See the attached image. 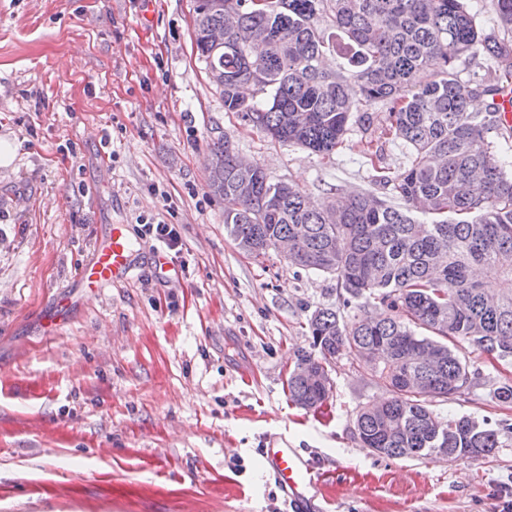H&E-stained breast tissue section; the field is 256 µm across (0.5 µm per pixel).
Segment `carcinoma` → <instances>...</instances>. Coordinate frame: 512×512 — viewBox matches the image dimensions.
<instances>
[{
	"label": "carcinoma",
	"mask_w": 512,
	"mask_h": 512,
	"mask_svg": "<svg viewBox=\"0 0 512 512\" xmlns=\"http://www.w3.org/2000/svg\"><path fill=\"white\" fill-rule=\"evenodd\" d=\"M490 6L497 27L487 30L468 0H195L197 55L243 125L328 157L352 113L367 132L381 112L410 154L403 170L376 167L389 199L354 192L337 202L271 178L227 139L206 157L238 247L258 258L293 239L288 262L336 276L344 305L387 308L349 322L316 308L309 348L296 355L312 375L288 377L290 399L318 410L332 389L324 363L348 347L364 358L392 397L362 408L355 429L387 458L444 448L457 461L499 448L497 430L431 408L470 388L469 354L512 364V126L494 101L512 85V0ZM337 31L352 55L328 71ZM479 59L489 76L462 77ZM245 84L260 98L242 97ZM477 97L483 112L470 110Z\"/></svg>",
	"instance_id": "cac0c4a2"
}]
</instances>
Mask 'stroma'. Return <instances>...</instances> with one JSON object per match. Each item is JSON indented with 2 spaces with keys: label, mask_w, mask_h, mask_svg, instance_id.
Listing matches in <instances>:
<instances>
[{
  "label": "stroma",
  "mask_w": 512,
  "mask_h": 512,
  "mask_svg": "<svg viewBox=\"0 0 512 512\" xmlns=\"http://www.w3.org/2000/svg\"><path fill=\"white\" fill-rule=\"evenodd\" d=\"M194 0H0V512H287L261 450L285 439L327 476L326 512H501L512 500V406L500 367L471 355L468 391L435 402L500 431L494 456L389 459L354 421L389 397L343 352L321 410L288 398L307 319L343 306L335 276L244 254L204 159L214 142L314 200L382 194L361 154L407 155L350 124L324 160L244 126L193 42ZM175 224L173 280L141 261L96 293L80 268L113 225L151 250L143 219ZM74 299L52 336L56 297Z\"/></svg>",
  "instance_id": "1"
}]
</instances>
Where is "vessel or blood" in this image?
<instances>
[{
    "label": "vessel or blood",
    "instance_id": "1",
    "mask_svg": "<svg viewBox=\"0 0 512 512\" xmlns=\"http://www.w3.org/2000/svg\"><path fill=\"white\" fill-rule=\"evenodd\" d=\"M134 268L131 244L123 226L116 224L81 268L79 282L85 288H106L129 281ZM262 459L284 492L290 512H317L320 476L299 449L280 439L263 448Z\"/></svg>",
    "mask_w": 512,
    "mask_h": 512
}]
</instances>
